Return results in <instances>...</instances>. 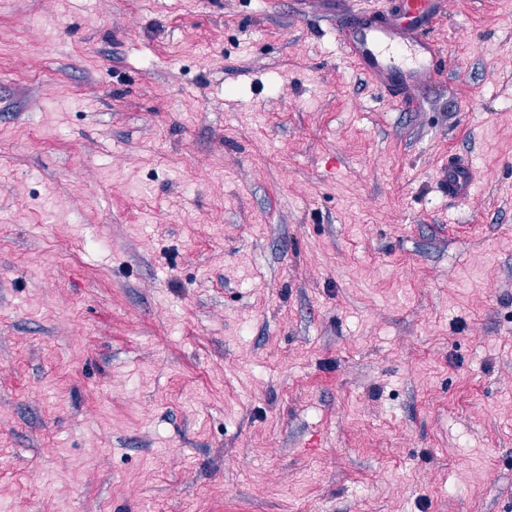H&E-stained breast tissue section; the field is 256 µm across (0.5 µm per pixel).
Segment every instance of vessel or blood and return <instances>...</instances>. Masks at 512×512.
I'll use <instances>...</instances> for the list:
<instances>
[{"label": "vessel or blood", "instance_id": "b4317fda", "mask_svg": "<svg viewBox=\"0 0 512 512\" xmlns=\"http://www.w3.org/2000/svg\"><path fill=\"white\" fill-rule=\"evenodd\" d=\"M446 0H393L386 11L348 10L334 35L357 72L387 92L402 111H415L417 92L444 75L447 58L430 35ZM440 191L449 201L470 199L477 184L473 163L452 154L438 173Z\"/></svg>", "mask_w": 512, "mask_h": 512}]
</instances>
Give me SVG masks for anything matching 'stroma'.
<instances>
[{
  "instance_id": "obj_1",
  "label": "stroma",
  "mask_w": 512,
  "mask_h": 512,
  "mask_svg": "<svg viewBox=\"0 0 512 512\" xmlns=\"http://www.w3.org/2000/svg\"><path fill=\"white\" fill-rule=\"evenodd\" d=\"M335 26L0 0V512H512V0L417 112ZM437 184L449 201L464 202L470 199L477 184L473 163L460 155L449 154L448 165L440 169Z\"/></svg>"
}]
</instances>
